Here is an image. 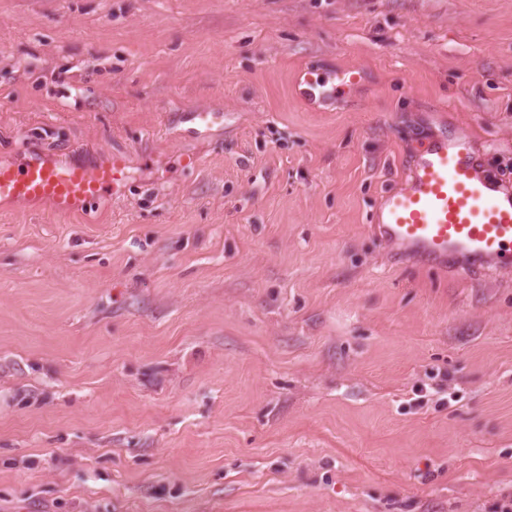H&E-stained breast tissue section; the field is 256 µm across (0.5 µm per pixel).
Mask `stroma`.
<instances>
[{
    "mask_svg": "<svg viewBox=\"0 0 512 512\" xmlns=\"http://www.w3.org/2000/svg\"><path fill=\"white\" fill-rule=\"evenodd\" d=\"M443 128L512 167V0H0V161L128 160L0 205V512H495L512 276L371 226ZM314 73L309 70H301L298 73L297 81L306 84L310 89L306 94L310 98H336L344 96L347 91L355 85L360 78V73L357 69L348 68L342 70L334 75L326 77H317L313 79ZM316 92V93H315ZM127 166L121 154L78 160L24 151L13 161H0V203H49L60 213L81 210L106 192L123 190Z\"/></svg>",
    "mask_w": 512,
    "mask_h": 512,
    "instance_id": "obj_1",
    "label": "stroma"
}]
</instances>
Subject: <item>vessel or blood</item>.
I'll return each instance as SVG.
<instances>
[{"label": "vessel or blood", "instance_id": "obj_1", "mask_svg": "<svg viewBox=\"0 0 512 512\" xmlns=\"http://www.w3.org/2000/svg\"><path fill=\"white\" fill-rule=\"evenodd\" d=\"M357 69L297 79L321 98L343 96ZM127 159L56 157L28 150L0 161V203H48L68 213L123 190ZM377 235L401 258L435 270L512 273V184L490 173L465 135L439 133L414 151L402 184L385 192L373 216Z\"/></svg>", "mask_w": 512, "mask_h": 512}]
</instances>
